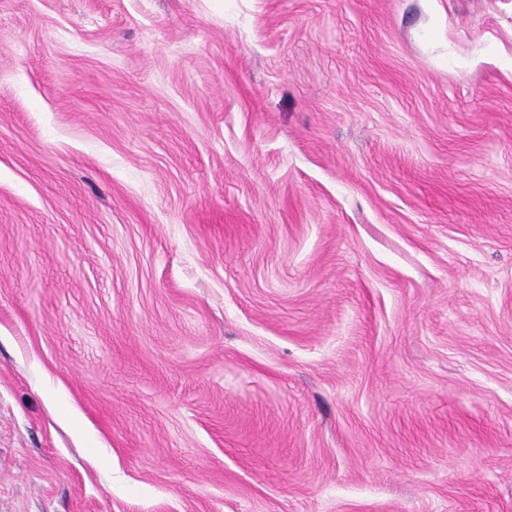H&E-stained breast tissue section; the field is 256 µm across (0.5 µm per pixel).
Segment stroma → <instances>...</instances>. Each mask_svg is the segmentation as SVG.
Returning a JSON list of instances; mask_svg holds the SVG:
<instances>
[{
    "label": "stroma",
    "instance_id": "1",
    "mask_svg": "<svg viewBox=\"0 0 512 512\" xmlns=\"http://www.w3.org/2000/svg\"><path fill=\"white\" fill-rule=\"evenodd\" d=\"M0 512H512V0H0Z\"/></svg>",
    "mask_w": 512,
    "mask_h": 512
}]
</instances>
